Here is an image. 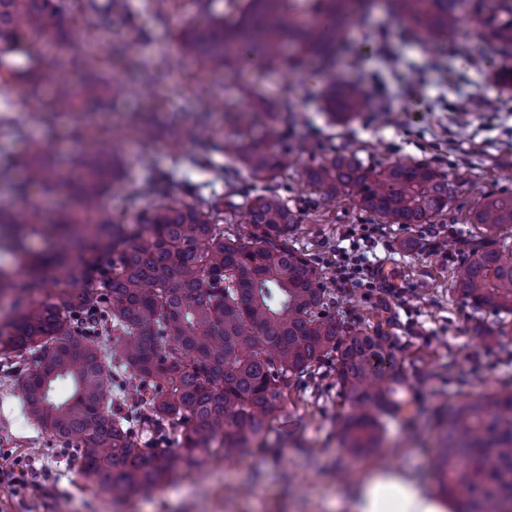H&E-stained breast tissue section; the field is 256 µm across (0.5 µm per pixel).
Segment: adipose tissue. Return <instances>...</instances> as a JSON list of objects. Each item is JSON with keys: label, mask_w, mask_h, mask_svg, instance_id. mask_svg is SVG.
Instances as JSON below:
<instances>
[{"label": "adipose tissue", "mask_w": 512, "mask_h": 512, "mask_svg": "<svg viewBox=\"0 0 512 512\" xmlns=\"http://www.w3.org/2000/svg\"><path fill=\"white\" fill-rule=\"evenodd\" d=\"M338 512H448L420 473L379 469L337 501Z\"/></svg>", "instance_id": "ef3b65f1"}]
</instances>
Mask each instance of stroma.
Returning a JSON list of instances; mask_svg holds the SVG:
<instances>
[{"label":"stroma","mask_w":512,"mask_h":512,"mask_svg":"<svg viewBox=\"0 0 512 512\" xmlns=\"http://www.w3.org/2000/svg\"><path fill=\"white\" fill-rule=\"evenodd\" d=\"M129 3L133 23L100 18L91 27L72 7L67 40L48 37L37 44L67 62L93 60L98 76L123 88L114 105L86 120L63 114L45 123L36 119L25 90L15 89L9 104L0 103L7 117L0 124V159L25 149L21 133L30 128L51 138L58 160L74 159L81 130L94 121L105 152L130 153L124 188L105 200L113 218L126 223L132 213L125 187L157 173L166 175L174 202L185 201L189 181L225 193L214 174L237 168L234 157L216 150L206 166L190 162L197 151L190 130L200 103L213 101L207 120L224 136L233 131L229 115L249 110L265 124L277 98L289 96L296 124L279 147L292 163L274 187L298 219L294 242L332 280L337 320L386 310L399 362L418 367L408 394L414 417L387 420L382 447L351 460L336 440V422L350 407L335 378L326 375L272 413L264 443L233 459L214 447L201 470L179 471L163 490L119 505L79 473L74 449L27 419L21 380L0 370V450L22 458L29 469L21 494L0 490V512H332L337 496L372 469L434 477L441 416L464 399L512 392V316L503 321L491 311L474 313L453 289L449 272L472 246L512 250V230L481 239L470 222L485 196L512 188V88L497 83L500 59L481 26L464 18L453 38L436 46L383 11L373 12L349 34L354 60L336 70L362 85L372 108L342 122L325 109L324 77L301 80L284 65L263 63L237 74L211 73L173 54L183 28L197 16L195 0L161 11L143 7L142 0ZM146 65L166 74V81L148 85L141 74ZM245 89L256 92L258 101L245 100ZM145 119L157 125L155 142L129 145V130ZM349 153L372 167L420 161L437 168L452 188L447 213L431 224H381L356 206L352 191L330 198L306 185L305 168ZM353 243L378 266L386 287L334 283L336 254ZM478 321L493 327L505 322L508 334L500 344L483 345L472 330Z\"/></svg>","instance_id":"1"}]
</instances>
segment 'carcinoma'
I'll return each instance as SVG.
<instances>
[{
  "label": "carcinoma",
  "instance_id": "obj_1",
  "mask_svg": "<svg viewBox=\"0 0 512 512\" xmlns=\"http://www.w3.org/2000/svg\"><path fill=\"white\" fill-rule=\"evenodd\" d=\"M87 18L119 13L133 21L128 0H76ZM185 28L177 55L208 69L243 68L254 59L282 60L291 69L314 59L331 72L346 51L345 25L381 8L391 17L447 41L473 12L487 39L512 57V0H497L482 15L483 0H227L234 19L209 9ZM66 0H0V96L18 80L39 104L42 118L62 112H96L112 98V85L93 74L74 83L55 56L30 53L32 44L60 36ZM27 56L14 70L6 58ZM326 106L333 117L353 119L369 102L353 83H332ZM279 124L266 138H282L291 104L276 105ZM251 125L241 120L234 138L200 124L204 166L208 151L238 158L254 179L287 169L282 155L248 145ZM88 133L72 168L63 169L51 141L30 144L0 163V181L12 182L21 209L0 206V249L19 258L0 268V299L8 298L0 358L24 375L23 409L38 427L79 449L80 471L101 491L121 500L164 488L180 469L191 472L218 443L231 457L262 443L268 416L298 394L324 362L355 413L338 421V438L354 458L379 447L382 417L403 414L409 375L397 364L390 321L382 311L368 327L339 321L321 271L293 244L298 227L288 202L274 190L249 193L241 170L223 173L233 193L244 194V240L224 233V196L187 186L190 201L174 204L158 176L126 194L133 219L112 220L104 203L121 175L119 151L105 155ZM308 184L328 195L351 188L358 207L386 224H428L451 199L448 178L427 163L364 166L354 155L324 159L305 171ZM72 198L76 207L44 213L30 198ZM471 223L487 234L512 229V190L489 195ZM40 238L51 253L33 251ZM462 299L476 312L512 314V254L476 246L452 269ZM112 336V353L94 342ZM178 431V450L158 441L143 448L136 428ZM438 487L452 492L458 512H512V393L465 400L448 415Z\"/></svg>",
  "mask_w": 512,
  "mask_h": 512
}]
</instances>
